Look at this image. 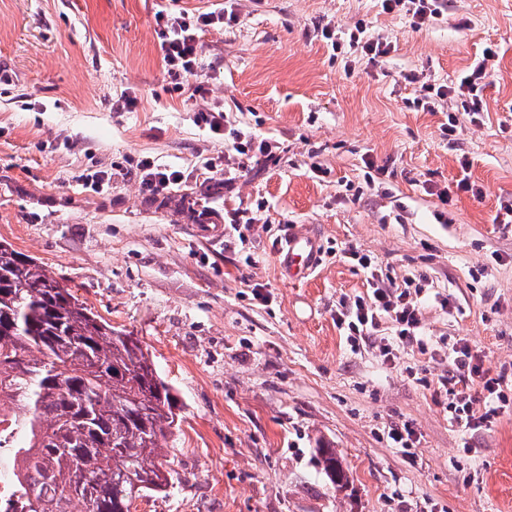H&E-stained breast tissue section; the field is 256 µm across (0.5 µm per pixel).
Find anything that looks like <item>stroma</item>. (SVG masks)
<instances>
[{
	"label": "stroma",
	"mask_w": 512,
	"mask_h": 512,
	"mask_svg": "<svg viewBox=\"0 0 512 512\" xmlns=\"http://www.w3.org/2000/svg\"><path fill=\"white\" fill-rule=\"evenodd\" d=\"M218 2L0 0V68L12 76L0 84V241L137 338L182 403L168 441L176 480L136 512H423L429 502L512 512V412L468 431L422 385L447 372L460 338L512 384V227L492 222L512 197V0H448L447 15L419 31L376 0H235L239 24L200 35L205 97L171 92L155 12ZM360 18L392 41L389 57L336 58L316 35ZM489 42L499 55L482 120L446 139L447 113L416 110L403 76L456 84ZM127 95L135 110H117ZM214 106L275 141L278 163L225 187L204 167L225 151L198 120ZM312 151L322 175L309 170ZM367 155L387 169L371 186ZM464 155L481 197L456 190ZM144 157L183 183L144 191L132 170ZM99 171L112 184L95 191L84 179ZM428 184L447 189L448 203ZM351 186L364 187L359 201L347 200ZM260 201L264 221L244 250L192 230L204 207ZM300 226L320 234L321 257L293 283L273 241ZM352 245L393 281L428 277V353L407 344L387 364L375 348L350 349L336 308L367 289L343 256ZM255 283L266 302L254 300ZM402 423L419 438L410 457L387 438ZM326 445L343 486L319 463ZM320 463L333 484L347 482L348 476L337 457L335 448H318Z\"/></svg>",
	"instance_id": "1"
}]
</instances>
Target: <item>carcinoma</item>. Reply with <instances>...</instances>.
<instances>
[{
  "mask_svg": "<svg viewBox=\"0 0 512 512\" xmlns=\"http://www.w3.org/2000/svg\"><path fill=\"white\" fill-rule=\"evenodd\" d=\"M0 423L21 445L26 512H130L166 492L175 471L163 442L179 399L132 336L112 328L31 257L0 242ZM334 484L348 476L319 449Z\"/></svg>",
  "mask_w": 512,
  "mask_h": 512,
  "instance_id": "obj_1",
  "label": "carcinoma"
}]
</instances>
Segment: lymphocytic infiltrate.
<instances>
[{
    "mask_svg": "<svg viewBox=\"0 0 512 512\" xmlns=\"http://www.w3.org/2000/svg\"><path fill=\"white\" fill-rule=\"evenodd\" d=\"M383 13L397 14L408 18L412 29L419 30L442 16L446 0H378ZM155 33L162 61L167 74L181 83L191 86L194 93L205 95L206 81L199 71L201 44L199 35L211 28H229L239 22L232 0L224 5L188 16L175 15L159 10L154 15ZM317 35L336 54L361 52L370 61L377 62L388 56L393 45L384 37H372L366 21H357L347 32L337 30L331 24L318 26ZM497 56L495 45H486L482 58L460 78L457 86L431 83L424 74L410 72L405 79L414 84L417 92L414 107L426 112L435 111L439 102L448 96H457L462 114H449L442 124L445 137L455 136L461 118L479 120L483 110L481 91L489 75L488 63ZM201 119L209 130L226 137L223 164L208 163L210 172L224 167L245 172L250 161L274 158L272 143L264 138L248 135L228 127L227 115L219 108L203 111ZM347 256L367 273L368 289L365 295L356 297L352 303L336 309V326L342 330L351 348L370 344L381 339L380 352L385 361H393L395 346L411 342L420 336L421 298L425 292L426 276L405 279L403 284L385 280L373 264L370 255L356 247H349ZM390 328V337H383V328ZM450 370L437 381L426 382L434 401L440 402L448 414L450 424L474 431L488 430L497 418L512 410V394L504 387L502 375L484 369L477 352L465 340L453 343L448 354ZM482 402V409H475V402Z\"/></svg>",
    "mask_w": 512,
    "mask_h": 512,
    "instance_id": "lymphocytic-infiltrate-1",
    "label": "lymphocytic infiltrate"
}]
</instances>
